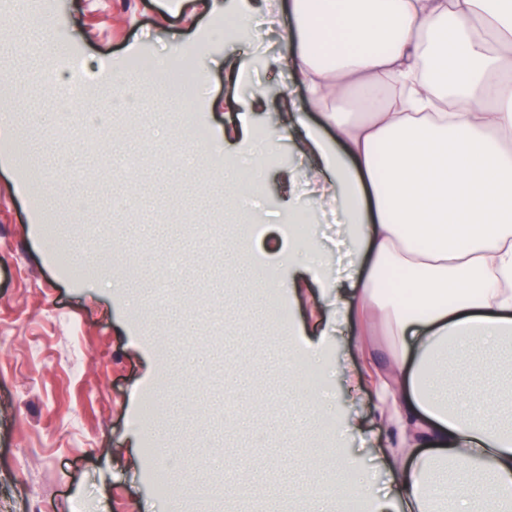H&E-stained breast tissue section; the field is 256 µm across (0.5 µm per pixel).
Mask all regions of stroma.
<instances>
[{"label":"stroma","instance_id":"35a3bbf8","mask_svg":"<svg viewBox=\"0 0 512 512\" xmlns=\"http://www.w3.org/2000/svg\"><path fill=\"white\" fill-rule=\"evenodd\" d=\"M201 2L45 0L33 9L57 39L75 44L93 86L121 70L151 123L133 124L115 112L111 133L90 141L78 130L61 136L60 110L44 82L46 73L63 71V60L36 44L8 69L12 131L0 134V150L10 157L0 166V512H194L198 498L223 486L245 456L256 471L243 512L284 505L304 512L295 489H326L339 473L330 459L319 471L297 464L319 429L318 421L295 429L288 422V401L304 394L308 367L326 382L320 419L366 420L364 435L335 440V447L377 492L391 484L382 451L395 438L379 419L372 378L384 354L370 359L359 351L351 330L337 326L335 308L316 318L281 301L294 327L324 340L320 350L301 354L281 325L263 316L257 278L241 275L250 256L225 262L208 239L187 232L191 224L219 222L233 234L245 208L225 204L224 182L213 175L224 157L185 142V118L213 136L240 125L259 91L267 107L253 121L265 130L307 98L279 65L285 42L267 11L255 10L252 39L239 43L225 40ZM177 54L190 55L205 74L190 113L166 81L139 69ZM251 151L263 158L268 212L258 248L287 249L278 209L294 194L308 205L318 262L334 275L337 224L322 221L303 180L288 188L279 178L281 166L299 175L307 166L293 140L273 149L256 140ZM104 158L136 160L141 179L84 181V171ZM127 193L139 198V209L114 211L113 196ZM115 224L118 249L129 257L122 272L98 267L76 283L45 248L51 238L83 257L90 232L104 234ZM166 283L175 301L160 299ZM230 287L249 311L247 326L224 309ZM344 362L357 383L337 375ZM151 397L157 413L147 418L142 407ZM150 438L176 451L165 492L154 488L141 455ZM207 456L215 464L198 473Z\"/></svg>","mask_w":512,"mask_h":512}]
</instances>
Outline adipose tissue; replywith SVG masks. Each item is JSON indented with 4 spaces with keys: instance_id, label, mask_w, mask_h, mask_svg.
Wrapping results in <instances>:
<instances>
[{
    "instance_id": "1",
    "label": "adipose tissue",
    "mask_w": 512,
    "mask_h": 512,
    "mask_svg": "<svg viewBox=\"0 0 512 512\" xmlns=\"http://www.w3.org/2000/svg\"><path fill=\"white\" fill-rule=\"evenodd\" d=\"M284 12L282 67L308 90L322 124L289 108L272 142L297 137L317 159L309 181L345 228L352 257L332 293L307 299L289 239L268 291L329 304L374 347L391 342L377 376L392 449L390 493L345 479L330 494L302 491L310 512H512V419L499 416L498 353L512 339V0H268ZM357 84L344 112L345 88ZM469 360L475 401H449L434 378L443 355ZM488 464L481 491L465 485Z\"/></svg>"
}]
</instances>
